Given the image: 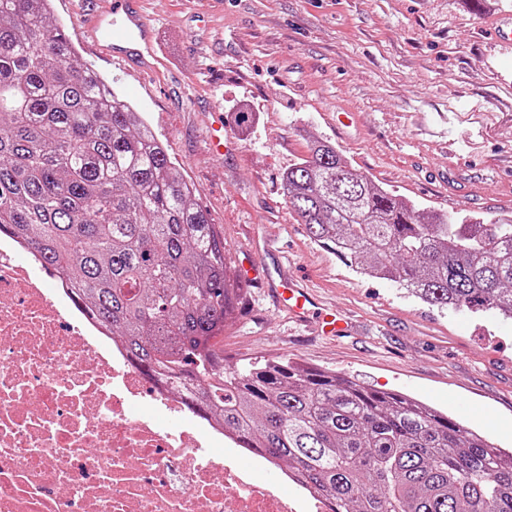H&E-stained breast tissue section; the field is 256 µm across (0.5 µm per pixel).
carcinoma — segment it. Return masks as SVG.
<instances>
[{"mask_svg":"<svg viewBox=\"0 0 512 512\" xmlns=\"http://www.w3.org/2000/svg\"><path fill=\"white\" fill-rule=\"evenodd\" d=\"M0 0V234L30 241L126 360L328 512H512V450L406 394L290 360L224 364L246 306L224 237L151 124L53 23ZM310 238L440 310L512 319V217L457 223L315 140L282 175Z\"/></svg>","mask_w":512,"mask_h":512,"instance_id":"obj_1","label":"carcinoma"}]
</instances>
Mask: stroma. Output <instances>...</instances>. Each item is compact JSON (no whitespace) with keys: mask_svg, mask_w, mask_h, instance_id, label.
<instances>
[{"mask_svg":"<svg viewBox=\"0 0 512 512\" xmlns=\"http://www.w3.org/2000/svg\"><path fill=\"white\" fill-rule=\"evenodd\" d=\"M106 0H54V21L151 123L224 237L231 264L279 267L347 333L291 321L261 284L224 329L227 364L285 358L410 394L512 448V321L438 311L308 236L281 177L309 140L418 208L512 213V47L483 27L512 0H145L156 58L90 31ZM239 112L254 122L240 129ZM222 120V156L206 135Z\"/></svg>","mask_w":512,"mask_h":512,"instance_id":"1","label":"stroma"}]
</instances>
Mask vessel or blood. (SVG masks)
Masks as SVG:
<instances>
[{
	"instance_id": "obj_1",
	"label": "vessel or blood",
	"mask_w": 512,
	"mask_h": 512,
	"mask_svg": "<svg viewBox=\"0 0 512 512\" xmlns=\"http://www.w3.org/2000/svg\"><path fill=\"white\" fill-rule=\"evenodd\" d=\"M93 36L116 56L144 60L154 54L153 27L142 0H110L94 26ZM264 284L295 321L316 320L323 332L332 336L343 331L342 319L318 310L307 291L288 276L268 274Z\"/></svg>"
}]
</instances>
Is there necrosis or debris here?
Masks as SVG:
<instances>
[{"label": "necrosis or debris", "instance_id": "obj_1", "mask_svg": "<svg viewBox=\"0 0 512 512\" xmlns=\"http://www.w3.org/2000/svg\"><path fill=\"white\" fill-rule=\"evenodd\" d=\"M35 250L0 247V512H318L221 458L233 437L200 418L171 432L181 397L147 386L71 300L32 278Z\"/></svg>", "mask_w": 512, "mask_h": 512}]
</instances>
